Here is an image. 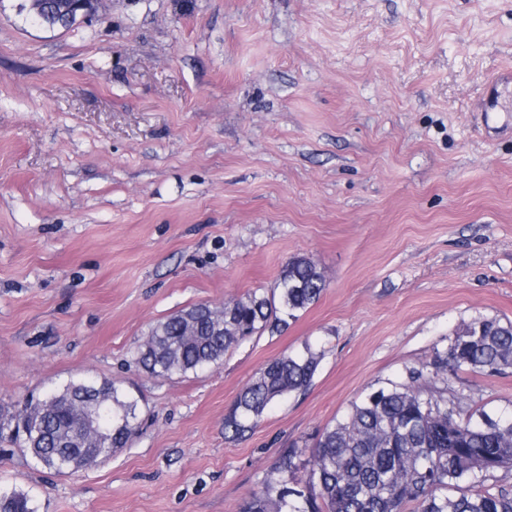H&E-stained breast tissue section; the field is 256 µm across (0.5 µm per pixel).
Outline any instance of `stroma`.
I'll return each instance as SVG.
<instances>
[{
    "label": "stroma",
    "instance_id": "35a3bbf8",
    "mask_svg": "<svg viewBox=\"0 0 512 512\" xmlns=\"http://www.w3.org/2000/svg\"><path fill=\"white\" fill-rule=\"evenodd\" d=\"M0 0V404L93 377L144 397L138 437L55 475L0 453L38 512H239L285 449L512 321V0H101L71 29ZM327 287L222 364L148 376L136 347L200 303L274 288L292 258ZM311 384L239 440L224 418L269 360ZM461 412L512 409V368L448 376Z\"/></svg>",
    "mask_w": 512,
    "mask_h": 512
}]
</instances>
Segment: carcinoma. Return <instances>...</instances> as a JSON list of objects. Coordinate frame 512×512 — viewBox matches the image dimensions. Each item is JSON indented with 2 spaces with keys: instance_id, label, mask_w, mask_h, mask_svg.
<instances>
[{
  "instance_id": "1",
  "label": "carcinoma",
  "mask_w": 512,
  "mask_h": 512,
  "mask_svg": "<svg viewBox=\"0 0 512 512\" xmlns=\"http://www.w3.org/2000/svg\"><path fill=\"white\" fill-rule=\"evenodd\" d=\"M326 286L315 262L294 259L270 295L249 293L224 303L218 315L200 312L198 304L157 323L138 345L136 362L154 378L206 371L246 338L285 328ZM317 366L309 349L267 362L240 392L224 430L233 439L244 437L273 401L305 389ZM462 368L489 374L512 368V321L478 319L456 333L446 352L409 369L405 382L366 394L319 436L307 481L296 477L297 451L291 449L279 459L278 478L249 496L240 512H402L407 502L417 503L418 512H512V492L478 489L512 465V411L495 418L479 411L458 422L448 414L444 390L421 389L423 380ZM85 385L80 379L45 392L40 418L23 429L19 408L15 428L0 429V436L59 474L82 469L88 449L76 450L73 429L85 409ZM96 388L112 393V404L100 407L97 427L112 438V449L124 448L137 434L141 398L121 381ZM0 512L37 507L14 487L0 490Z\"/></svg>"
}]
</instances>
